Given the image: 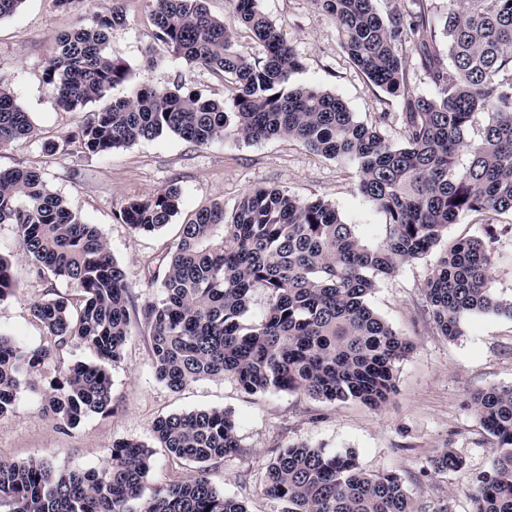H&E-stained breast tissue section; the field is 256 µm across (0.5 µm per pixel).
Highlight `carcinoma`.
<instances>
[{"mask_svg":"<svg viewBox=\"0 0 512 512\" xmlns=\"http://www.w3.org/2000/svg\"><path fill=\"white\" fill-rule=\"evenodd\" d=\"M151 2L155 39L187 63L220 73L232 85L231 97L204 100L179 83L143 85L90 113L70 143L103 156L164 132L197 144L296 139L320 156L353 164L358 192L385 224L367 240L324 199L251 189L231 211L216 203L181 225L162 258L160 297L137 309L97 227L73 213L38 171L0 169V223L15 225L37 277L73 281L81 292L75 303L50 288L30 306L51 345L30 348L0 334V419L14 415L20 392L75 344L92 348L98 362L77 361L51 377L44 413L62 430L112 414L107 365L121 359L133 314L149 328L155 377L171 390L230 376L248 394L302 392L380 406L412 344L368 304L377 279L427 254L461 214L512 212V0H448L441 16L430 0H411L410 8L387 16L376 0H314L335 17L350 63L398 98L402 147L359 121L336 95L315 86L287 88L302 64L259 0H231L237 23L265 48L259 60L204 0ZM124 23L114 7L95 26L59 38L43 80L64 110L81 111L128 80V68L105 51L109 31ZM412 70L424 74L434 94L411 91ZM32 131L16 96L0 88V147ZM181 199L173 183L127 200L116 218L154 233L178 214ZM492 264L489 242L478 237L441 254L424 295L443 335L462 336L475 314L512 318V298L493 291ZM257 289L267 303L250 319ZM16 294L10 262L0 254V302ZM473 403L492 437L490 466L469 477L473 512H512V387L478 392ZM152 438L172 465L193 464L197 474L144 496L154 451L134 440L113 443L102 469L54 471L39 457L0 460V512H249L208 478V468L242 452L230 412L168 414L154 421ZM431 466L463 471L466 463L444 448ZM264 494L281 512H423L397 475L367 473L349 452L305 444L268 463Z\"/></svg>","mask_w":512,"mask_h":512,"instance_id":"1","label":"carcinoma"}]
</instances>
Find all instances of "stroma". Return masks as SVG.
I'll list each match as a JSON object with an SVG mask.
<instances>
[{
  "label": "stroma",
  "instance_id": "obj_1",
  "mask_svg": "<svg viewBox=\"0 0 512 512\" xmlns=\"http://www.w3.org/2000/svg\"><path fill=\"white\" fill-rule=\"evenodd\" d=\"M115 5L126 21L112 31L107 51L128 67L129 80L112 89L111 97L129 95L140 85L169 87L177 81L206 98L228 97L222 76L190 66L155 44L150 0H72L65 9L55 0H24L14 15L0 19V87L16 95L33 132L0 148V168L38 170L72 211L97 226L125 274L136 306L157 298L150 270L176 243L181 224L217 201L232 209L256 187L327 200L365 238L378 234L384 217L358 194L354 167L315 155L294 139L229 138L198 145L165 133L105 156L66 145V137L98 106L90 104L85 112L63 111L44 84L43 73L62 34L93 25L97 15ZM260 7L302 62L290 79L292 86L315 85L335 94L358 120L378 125L391 143L401 144L397 99L349 63L333 16L314 0H260ZM172 183L182 189V204L161 231L136 233L115 220L127 199L152 196ZM489 231L495 234L493 287L498 295L511 297V212L460 215L448 226L441 245L392 276L378 279L368 298L370 307L414 345L397 363L395 390L380 407L315 400L296 392L250 395L228 376L170 390L156 379L148 331L135 320L122 362L110 369L114 413L92 416L62 431L41 410V387L24 390L15 414L0 420V459L39 456L57 471L100 469L107 464L113 442L151 443L156 418L221 408L234 416L244 452L211 467L208 477L250 512H280V504L263 494L266 465L280 449L301 443L353 452L369 473L397 474L416 503L472 512L467 476L486 469L491 461L490 438L474 411L472 396L512 385V319L475 315L467 320L463 336L448 339L429 315L423 284L445 245ZM0 253L10 256L19 283L16 297L0 303V333L31 347L48 345L29 307L51 287L77 294L76 284L35 276L14 225L0 224ZM448 447L465 459L466 471L433 470L431 458Z\"/></svg>",
  "mask_w": 512,
  "mask_h": 512
}]
</instances>
